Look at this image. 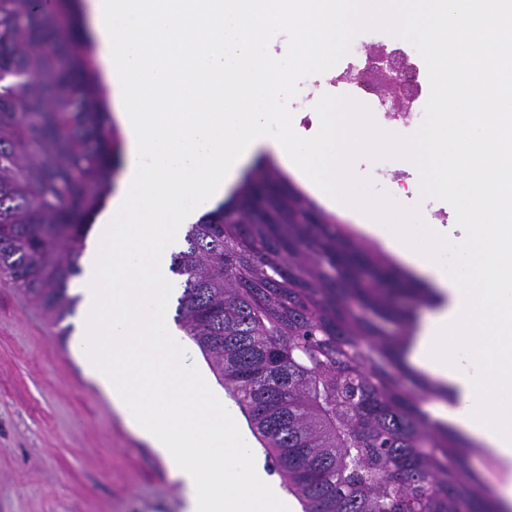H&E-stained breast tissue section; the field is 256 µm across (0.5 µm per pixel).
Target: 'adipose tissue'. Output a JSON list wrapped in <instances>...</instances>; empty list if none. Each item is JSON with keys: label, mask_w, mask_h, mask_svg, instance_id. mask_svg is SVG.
I'll use <instances>...</instances> for the list:
<instances>
[{"label": "adipose tissue", "mask_w": 512, "mask_h": 512, "mask_svg": "<svg viewBox=\"0 0 512 512\" xmlns=\"http://www.w3.org/2000/svg\"><path fill=\"white\" fill-rule=\"evenodd\" d=\"M423 2L434 78L461 95L436 105L438 123L419 150L381 138L352 109L318 112L308 134L289 130L282 53L269 39L281 30L326 78L353 21L404 29L408 0H83L125 164L85 240L71 352L171 469L182 512H301L236 407L186 359L168 318V258L187 224L263 154L326 206L349 211L440 297L413 326L406 360L449 389L451 400L429 412L496 461L497 496L512 512V180L501 176L512 170V0ZM489 73L498 123L466 94L471 77ZM383 143L408 156V186L354 204L348 163ZM423 188L457 201L453 223H411L401 202ZM452 246L461 263L449 264Z\"/></svg>", "instance_id": "adipose-tissue-1"}]
</instances>
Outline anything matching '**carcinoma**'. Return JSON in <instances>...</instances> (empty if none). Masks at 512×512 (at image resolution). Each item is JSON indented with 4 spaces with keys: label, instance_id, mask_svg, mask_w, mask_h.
Returning a JSON list of instances; mask_svg holds the SVG:
<instances>
[{
    "label": "carcinoma",
    "instance_id": "obj_1",
    "mask_svg": "<svg viewBox=\"0 0 512 512\" xmlns=\"http://www.w3.org/2000/svg\"><path fill=\"white\" fill-rule=\"evenodd\" d=\"M58 0H0V274L52 323L70 314L121 137L93 54ZM176 322L305 512H493L447 397L401 351L425 289L269 167L189 226Z\"/></svg>",
    "mask_w": 512,
    "mask_h": 512
}]
</instances>
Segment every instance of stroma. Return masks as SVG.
Wrapping results in <instances>:
<instances>
[{"label":"stroma","mask_w":512,"mask_h":512,"mask_svg":"<svg viewBox=\"0 0 512 512\" xmlns=\"http://www.w3.org/2000/svg\"><path fill=\"white\" fill-rule=\"evenodd\" d=\"M363 28L350 25L337 70L353 45L428 49L389 25L363 41ZM60 328L0 276V512H180L177 480L110 410Z\"/></svg>","instance_id":"obj_1"}]
</instances>
